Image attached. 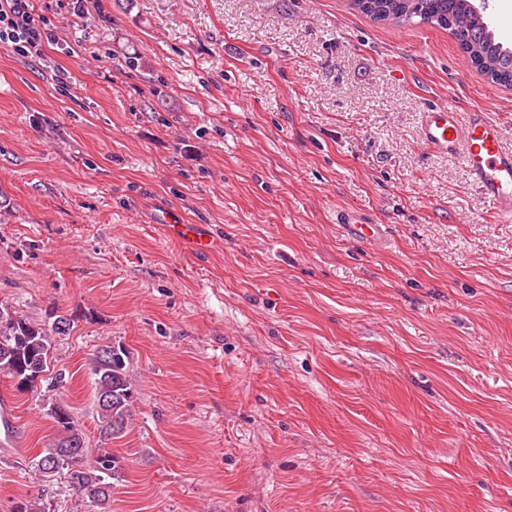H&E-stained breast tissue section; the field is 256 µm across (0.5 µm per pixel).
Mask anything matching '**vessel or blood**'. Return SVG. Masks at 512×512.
Returning <instances> with one entry per match:
<instances>
[{"label":"vessel or blood","mask_w":512,"mask_h":512,"mask_svg":"<svg viewBox=\"0 0 512 512\" xmlns=\"http://www.w3.org/2000/svg\"><path fill=\"white\" fill-rule=\"evenodd\" d=\"M489 110V104L474 105L463 123L454 105L430 107L423 114L420 136L427 148L461 160L496 216L511 221L512 150L503 146L501 130ZM336 221L360 238L372 239L380 232L372 219L355 211H340ZM162 232L194 255L209 254L218 247L214 238L194 224H166Z\"/></svg>","instance_id":"1"}]
</instances>
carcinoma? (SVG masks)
<instances>
[{
    "mask_svg": "<svg viewBox=\"0 0 512 512\" xmlns=\"http://www.w3.org/2000/svg\"><path fill=\"white\" fill-rule=\"evenodd\" d=\"M352 6L376 22L447 30L492 83L512 86V48L467 0H352ZM73 326L72 314L36 323L0 303V372L12 379L17 390L37 391L47 381L56 338L70 334ZM128 365V352L119 343L97 350L91 358L97 418L107 440L121 437L133 416L136 397ZM47 415L58 435L31 460V468L45 477L65 476L99 509L107 508L114 482L123 477L124 458L109 448L87 447L79 421L62 399L51 402Z\"/></svg>",
    "mask_w": 512,
    "mask_h": 512,
    "instance_id": "carcinoma-1",
    "label": "carcinoma"
}]
</instances>
